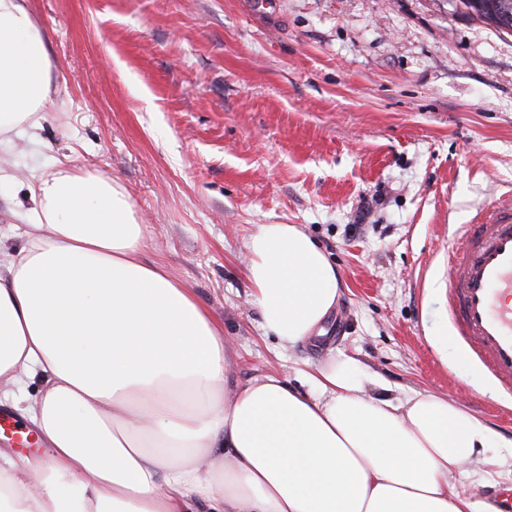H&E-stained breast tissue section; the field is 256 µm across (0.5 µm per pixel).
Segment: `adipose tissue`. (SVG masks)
<instances>
[{"instance_id":"ef3b65f1","label":"adipose tissue","mask_w":512,"mask_h":512,"mask_svg":"<svg viewBox=\"0 0 512 512\" xmlns=\"http://www.w3.org/2000/svg\"><path fill=\"white\" fill-rule=\"evenodd\" d=\"M47 38L0 0V142L35 129ZM24 244L0 250V395L46 455L0 449V512H479L450 492L487 427L427 391L371 394L342 355L302 393L274 374L227 391L224 328L164 264L116 179L33 174ZM246 276L264 335L323 337L339 272L294 224H262Z\"/></svg>"}]
</instances>
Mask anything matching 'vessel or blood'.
Returning <instances> with one entry per match:
<instances>
[{"label":"vessel or blood","mask_w":512,"mask_h":512,"mask_svg":"<svg viewBox=\"0 0 512 512\" xmlns=\"http://www.w3.org/2000/svg\"><path fill=\"white\" fill-rule=\"evenodd\" d=\"M447 254L454 333L469 356L512 395V195L459 228Z\"/></svg>","instance_id":"obj_1"}]
</instances>
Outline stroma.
<instances>
[{"mask_svg":"<svg viewBox=\"0 0 512 512\" xmlns=\"http://www.w3.org/2000/svg\"><path fill=\"white\" fill-rule=\"evenodd\" d=\"M46 34L37 140L0 147V246L33 169L117 179L165 263L224 328L229 388L355 358L395 393L473 411L501 458L455 493L512 483V397L450 331L445 247L512 191V33L460 0H27ZM261 224H296L340 273L324 337L281 350L245 274Z\"/></svg>","mask_w":512,"mask_h":512,"instance_id":"obj_1","label":"stroma"}]
</instances>
